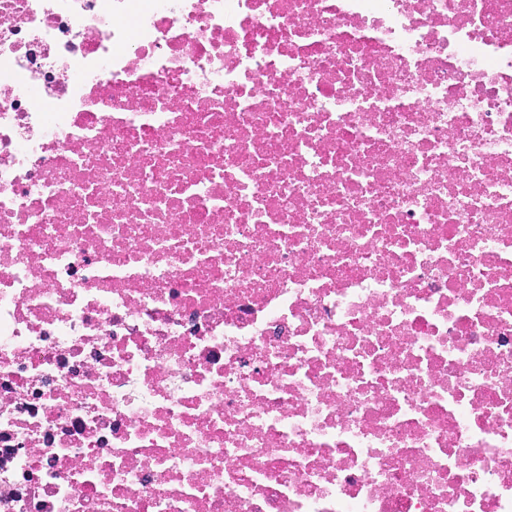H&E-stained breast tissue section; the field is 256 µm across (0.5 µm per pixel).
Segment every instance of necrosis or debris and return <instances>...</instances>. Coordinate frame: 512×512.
Segmentation results:
<instances>
[{
	"label": "necrosis or debris",
	"mask_w": 512,
	"mask_h": 512,
	"mask_svg": "<svg viewBox=\"0 0 512 512\" xmlns=\"http://www.w3.org/2000/svg\"><path fill=\"white\" fill-rule=\"evenodd\" d=\"M0 512H512V0H0Z\"/></svg>",
	"instance_id": "necrosis-or-debris-1"
}]
</instances>
